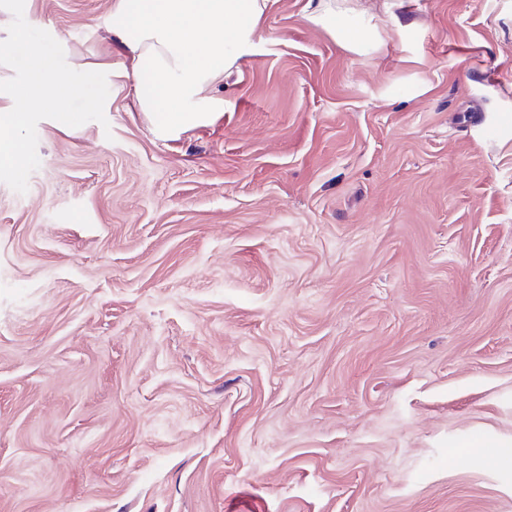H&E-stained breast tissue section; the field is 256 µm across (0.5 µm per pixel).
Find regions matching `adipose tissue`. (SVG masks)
Returning <instances> with one entry per match:
<instances>
[{
	"mask_svg": "<svg viewBox=\"0 0 512 512\" xmlns=\"http://www.w3.org/2000/svg\"><path fill=\"white\" fill-rule=\"evenodd\" d=\"M269 0H116L112 30L130 52L133 104L170 136L224 108L211 88L232 75Z\"/></svg>",
	"mask_w": 512,
	"mask_h": 512,
	"instance_id": "ef3b65f1",
	"label": "adipose tissue"
}]
</instances>
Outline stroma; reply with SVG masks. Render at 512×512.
<instances>
[{
  "instance_id": "stroma-1",
  "label": "stroma",
  "mask_w": 512,
  "mask_h": 512,
  "mask_svg": "<svg viewBox=\"0 0 512 512\" xmlns=\"http://www.w3.org/2000/svg\"><path fill=\"white\" fill-rule=\"evenodd\" d=\"M115 0H26L105 122L0 182V512H512V0H271L157 137ZM308 1L306 20L315 26L329 30L349 48H354L355 43L350 38L353 28L348 18L341 11L336 12V8L326 0Z\"/></svg>"
}]
</instances>
